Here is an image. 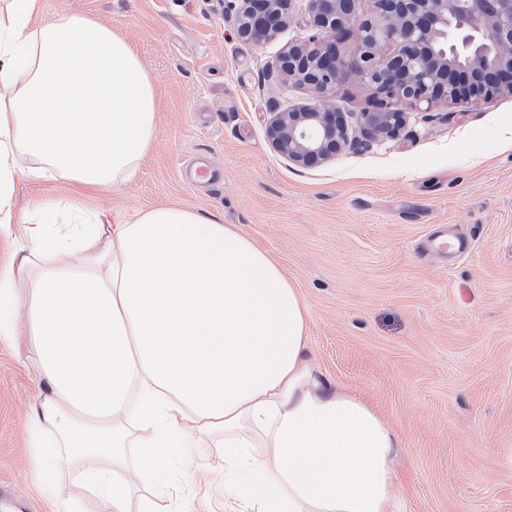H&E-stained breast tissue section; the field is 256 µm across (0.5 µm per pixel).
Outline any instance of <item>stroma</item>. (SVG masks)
<instances>
[{"instance_id":"stroma-1","label":"stroma","mask_w":512,"mask_h":512,"mask_svg":"<svg viewBox=\"0 0 512 512\" xmlns=\"http://www.w3.org/2000/svg\"><path fill=\"white\" fill-rule=\"evenodd\" d=\"M235 0H44V16L84 12L126 37L160 102L157 137L129 182L80 191L66 179H20L14 202L83 195L125 221L183 206L211 214L266 249L300 289L309 356L339 388L372 406L398 435L400 512H512V95L460 115L438 104L413 112L394 138L361 128L354 144L314 168L277 154L272 112L314 103L306 86L271 69L309 33L305 0L288 25L256 46L238 36ZM334 103L348 121L373 108V91L345 79ZM207 151L224 179L212 192L185 186L189 154ZM474 237L443 260L420 250L433 225ZM39 392L21 343L0 340V485L29 512L80 498L63 481L46 494L28 467V419ZM170 457L160 480L181 512H233L200 465Z\"/></svg>"}]
</instances>
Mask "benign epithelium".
Wrapping results in <instances>:
<instances>
[{
    "label": "benign epithelium",
    "instance_id": "1",
    "mask_svg": "<svg viewBox=\"0 0 512 512\" xmlns=\"http://www.w3.org/2000/svg\"><path fill=\"white\" fill-rule=\"evenodd\" d=\"M314 33L288 47L277 69L288 81L332 97L345 75L374 91L361 123L393 138L407 110L446 102L466 113L494 94H512V0H375L357 20L359 0H307ZM291 0H238V34L262 44L288 22ZM358 24L355 49L340 46ZM273 148L302 167L317 166L350 144L348 123L333 104L274 112L266 126Z\"/></svg>",
    "mask_w": 512,
    "mask_h": 512
}]
</instances>
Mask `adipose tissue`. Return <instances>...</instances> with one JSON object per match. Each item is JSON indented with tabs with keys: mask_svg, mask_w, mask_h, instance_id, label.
Wrapping results in <instances>:
<instances>
[{
	"mask_svg": "<svg viewBox=\"0 0 512 512\" xmlns=\"http://www.w3.org/2000/svg\"><path fill=\"white\" fill-rule=\"evenodd\" d=\"M158 97L133 45L88 14L0 0V339L40 386L34 470L61 465L100 512H162L132 485L216 436L204 473L239 512H393L386 420L309 359V315L269 253L213 216L152 208L113 222L75 198L16 212L18 178L103 190L152 145Z\"/></svg>",
	"mask_w": 512,
	"mask_h": 512,
	"instance_id": "adipose-tissue-1",
	"label": "adipose tissue"
}]
</instances>
